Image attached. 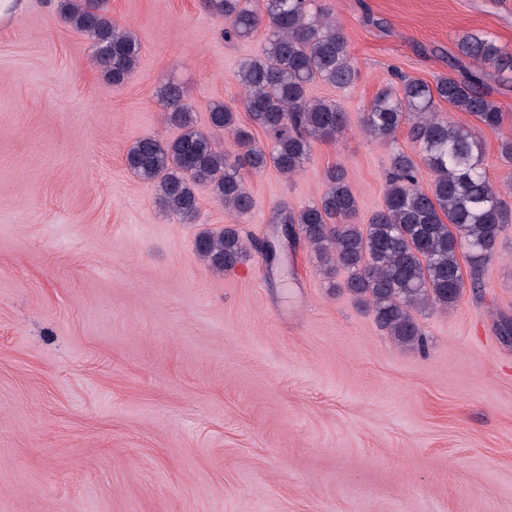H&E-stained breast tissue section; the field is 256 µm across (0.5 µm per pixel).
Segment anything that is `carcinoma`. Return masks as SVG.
I'll return each instance as SVG.
<instances>
[{
    "label": "carcinoma",
    "mask_w": 512,
    "mask_h": 512,
    "mask_svg": "<svg viewBox=\"0 0 512 512\" xmlns=\"http://www.w3.org/2000/svg\"><path fill=\"white\" fill-rule=\"evenodd\" d=\"M204 2L224 18L227 41L267 27L262 56L241 61L237 79L251 122L270 136L273 149L257 146L251 132L238 124L236 112L222 102L209 108L213 132L197 130L184 89L173 82L163 86L159 99L167 122L181 134L172 140L139 138L126 163L138 178L155 185L160 208L185 224L197 219L201 187L224 206L225 214H249L254 199L240 169L271 165L285 175L300 170L313 141L333 140L347 124L336 104L309 98L308 86L321 80L343 88L357 77L346 37L330 13L313 8L315 0ZM56 8L90 40L109 84L120 85L134 72L139 42L112 21L109 0H56ZM457 49L478 64L477 70L442 76L433 86L402 76L400 90L381 91L363 113L361 128L370 138L386 142L405 126L416 148L413 155L393 156L383 205L367 223H351L356 197L337 167L327 171L319 202L297 212L278 208L272 217V223L286 225L285 240L305 241L323 262L346 269V288L371 307L381 329L405 346L424 344L412 311L446 309L460 298L465 282L459 254L472 271L480 270L492 258L499 234L512 224V206L483 167L475 132L437 113V103L445 101L484 126L499 127L502 113L485 89L484 67L511 74L512 52L487 33L462 35ZM216 132L231 136L239 152L224 149ZM423 169L431 176L426 189L420 183ZM251 249L268 262L276 259L272 245L258 240L247 245L232 227L195 240L197 255L219 272L245 260Z\"/></svg>",
    "instance_id": "1"
}]
</instances>
